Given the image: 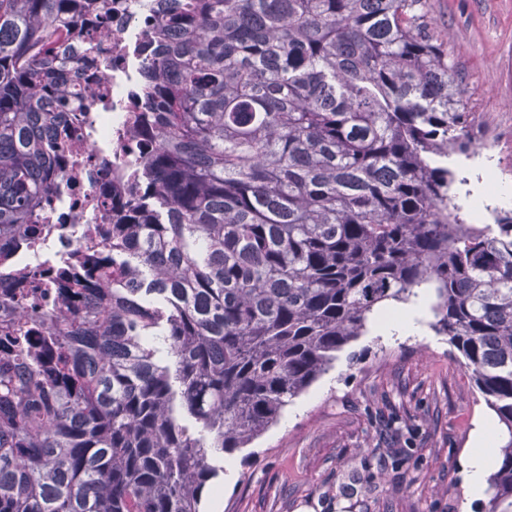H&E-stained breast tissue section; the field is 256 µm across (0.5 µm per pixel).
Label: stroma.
<instances>
[{
  "instance_id": "35a3bbf8",
  "label": "stroma",
  "mask_w": 512,
  "mask_h": 512,
  "mask_svg": "<svg viewBox=\"0 0 512 512\" xmlns=\"http://www.w3.org/2000/svg\"><path fill=\"white\" fill-rule=\"evenodd\" d=\"M448 50L474 142L512 184V0H423ZM508 435L447 337L394 341L375 329L337 353L325 374L247 448L225 457L209 512H488L466 460L473 432Z\"/></svg>"
}]
</instances>
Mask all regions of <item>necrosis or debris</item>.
Returning <instances> with one entry per match:
<instances>
[{"label":"necrosis or debris","instance_id":"obj_1","mask_svg":"<svg viewBox=\"0 0 512 512\" xmlns=\"http://www.w3.org/2000/svg\"><path fill=\"white\" fill-rule=\"evenodd\" d=\"M154 20V12L140 8L138 0H114L111 38L97 37L92 42L93 70H67L73 108L63 113L62 120L73 146L66 157L71 178L66 192L39 213L36 235L40 250L15 253L16 286H23L25 276L37 271L45 254L74 251L87 233V222L111 221L112 179L135 152L133 140L119 138L126 129L129 93L141 74L142 62L135 50L149 40ZM95 74L105 77L111 104L107 111L87 115L81 105Z\"/></svg>","mask_w":512,"mask_h":512}]
</instances>
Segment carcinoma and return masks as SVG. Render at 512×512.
<instances>
[{
  "label": "carcinoma",
  "mask_w": 512,
  "mask_h": 512,
  "mask_svg": "<svg viewBox=\"0 0 512 512\" xmlns=\"http://www.w3.org/2000/svg\"><path fill=\"white\" fill-rule=\"evenodd\" d=\"M157 2L121 211L59 301L35 278L0 303V512H204L214 461L424 288L507 429L489 512H512V210L452 202L474 117L422 0ZM111 14L0 0V299L68 179L61 65Z\"/></svg>",
  "instance_id": "1"
}]
</instances>
